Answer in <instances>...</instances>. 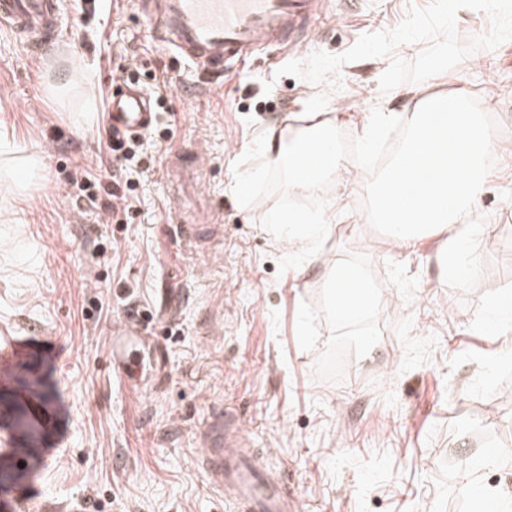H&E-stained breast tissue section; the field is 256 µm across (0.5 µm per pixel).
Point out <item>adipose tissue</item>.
I'll return each instance as SVG.
<instances>
[{
  "mask_svg": "<svg viewBox=\"0 0 512 512\" xmlns=\"http://www.w3.org/2000/svg\"><path fill=\"white\" fill-rule=\"evenodd\" d=\"M335 123L322 118L320 113H310L305 125L301 126L290 147H282L277 141H270L267 152L274 164L288 167L289 184L299 192L322 191L326 183L334 182L336 174L345 169L344 159L335 146ZM311 145L323 148L321 164L312 173L299 172L301 152ZM326 279L336 296V316L342 320L369 310L374 302V292L351 267L336 263L330 268Z\"/></svg>",
  "mask_w": 512,
  "mask_h": 512,
  "instance_id": "ef3b65f1",
  "label": "adipose tissue"
}]
</instances>
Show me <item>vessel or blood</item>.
Returning a JSON list of instances; mask_svg holds the SVG:
<instances>
[{"label": "vessel or blood", "mask_w": 512, "mask_h": 512, "mask_svg": "<svg viewBox=\"0 0 512 512\" xmlns=\"http://www.w3.org/2000/svg\"><path fill=\"white\" fill-rule=\"evenodd\" d=\"M138 4L154 39L191 61L201 81L208 83L222 77L236 57L270 47H296L311 28L320 0H138ZM0 24L34 57L55 54L61 27L57 0H0ZM108 113L112 126L138 134L154 124L156 102L130 86L110 95ZM145 330L138 314H125L112 324V374L128 388L134 385L129 366L148 341ZM0 351L10 356L9 362L0 364L1 388L13 384V363H40L37 352L14 336H0ZM16 405L27 411L41 436L56 430L58 416L44 401L23 394ZM13 406L0 407V427L12 433V445L0 450V458L15 467L28 457L15 450L22 437L12 431ZM204 439L206 450L199 464L211 486L229 497L232 512H296V496L282 476L257 458L237 410L215 407Z\"/></svg>", "instance_id": "1"}]
</instances>
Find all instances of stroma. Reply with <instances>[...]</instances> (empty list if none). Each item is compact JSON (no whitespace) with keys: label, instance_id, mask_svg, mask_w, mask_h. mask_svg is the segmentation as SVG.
Returning <instances> with one entry per match:
<instances>
[{"label":"stroma","instance_id":"obj_1","mask_svg":"<svg viewBox=\"0 0 512 512\" xmlns=\"http://www.w3.org/2000/svg\"><path fill=\"white\" fill-rule=\"evenodd\" d=\"M60 3L53 59L0 28V138L44 162L34 178L0 149V329L44 341L39 394L63 410L58 444L8 485L11 512H229L197 464L218 404L241 413L302 512H491L512 499V331L481 317L512 294V0H323L305 45L238 63L220 85L153 39L136 0ZM131 84L166 112L131 220L112 224L81 186L112 177L107 101ZM443 90L500 125L471 211L484 269L468 292L444 282V236L396 247L361 195L296 192L266 152L307 112L353 138L363 113L405 117ZM198 153L202 175L178 188ZM280 210L325 218L327 232L290 251ZM336 261L377 286L376 308L337 319ZM133 308L150 313L165 369L143 365L128 390L108 351L113 319Z\"/></svg>","mask_w":512,"mask_h":512}]
</instances>
